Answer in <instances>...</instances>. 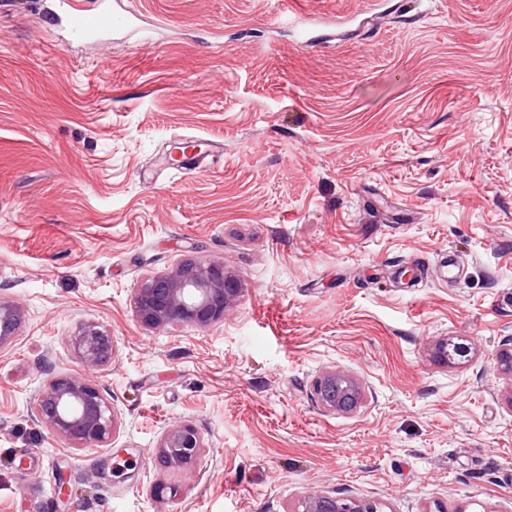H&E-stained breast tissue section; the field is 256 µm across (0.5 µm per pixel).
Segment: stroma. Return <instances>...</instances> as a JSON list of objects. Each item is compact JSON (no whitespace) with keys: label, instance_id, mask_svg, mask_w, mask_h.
I'll list each match as a JSON object with an SVG mask.
<instances>
[{"label":"stroma","instance_id":"1","mask_svg":"<svg viewBox=\"0 0 512 512\" xmlns=\"http://www.w3.org/2000/svg\"><path fill=\"white\" fill-rule=\"evenodd\" d=\"M52 2L0 0V512H512V0H294L356 20L316 47L280 0H143L91 41ZM187 137L224 153L172 167ZM187 259L235 275L223 321L143 325ZM332 369L351 413L314 398ZM59 375L111 402L106 444L38 420ZM185 424L200 455L160 465ZM21 312L13 305L0 303V348L11 342L21 322ZM70 341L78 357L88 365L104 366L112 360L114 350L112 335L100 324L80 325ZM320 405L332 413H347L357 409L363 396L360 380L348 372L330 370L315 384ZM340 501L349 502L346 508L348 512H383L378 510L376 504H365L364 502L353 498L340 499L324 495L305 497L299 506L302 510L298 509L296 512H340L342 511V508L338 503Z\"/></svg>","mask_w":512,"mask_h":512}]
</instances>
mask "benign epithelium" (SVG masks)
<instances>
[{
	"label": "benign epithelium",
	"mask_w": 512,
	"mask_h": 512,
	"mask_svg": "<svg viewBox=\"0 0 512 512\" xmlns=\"http://www.w3.org/2000/svg\"><path fill=\"white\" fill-rule=\"evenodd\" d=\"M237 292L235 276L224 266H202L187 260L169 273L146 279L136 289L133 305L137 318L149 327L173 321L209 326L224 319V311ZM20 322L21 312L1 302L0 348L11 342ZM71 345L88 365L104 366L112 360V335L97 323L80 325L71 336ZM315 394L325 410L347 413L360 405L363 386L356 376L334 369L318 379ZM44 396L52 410L39 416L56 433L87 447L105 443L116 433L117 416L99 388L62 376L50 382ZM201 448L199 432L183 425L161 437L157 455L178 467L195 459ZM339 502L324 495L308 496L301 501L300 512H342Z\"/></svg>",
	"instance_id": "benign-epithelium-1"
}]
</instances>
